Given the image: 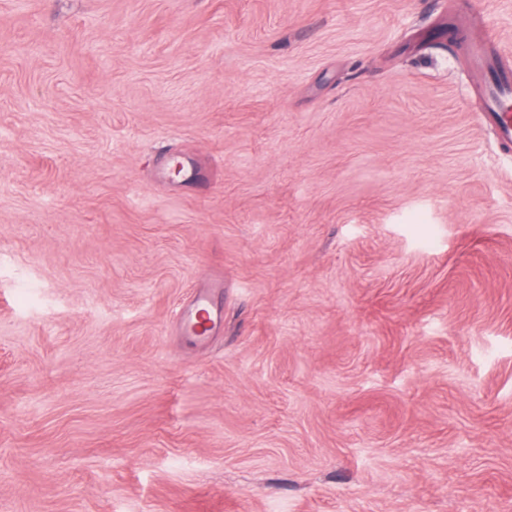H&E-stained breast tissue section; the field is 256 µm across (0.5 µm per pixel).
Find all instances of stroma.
Instances as JSON below:
<instances>
[{"label":"stroma","mask_w":512,"mask_h":512,"mask_svg":"<svg viewBox=\"0 0 512 512\" xmlns=\"http://www.w3.org/2000/svg\"><path fill=\"white\" fill-rule=\"evenodd\" d=\"M488 28L512 68V0H0V512H512ZM223 287L224 278L222 275H217L211 279L207 287H199L195 290L193 304L184 319L185 329L190 335H193L192 331L196 334H204L207 330V332L212 330L215 319L210 310V288ZM199 317L204 320L203 323L199 322Z\"/></svg>","instance_id":"35a3bbf8"}]
</instances>
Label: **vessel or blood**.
Instances as JSON below:
<instances>
[{"label": "vessel or blood", "mask_w": 512, "mask_h": 512, "mask_svg": "<svg viewBox=\"0 0 512 512\" xmlns=\"http://www.w3.org/2000/svg\"><path fill=\"white\" fill-rule=\"evenodd\" d=\"M496 37L484 33L470 45V56L484 77L485 118L497 130L503 145H512V69L497 66L493 60ZM223 276H215L208 287L197 288L193 304L184 319L185 329L197 334L212 330L215 319L210 310L212 289L223 287Z\"/></svg>", "instance_id": "b4317fda"}]
</instances>
